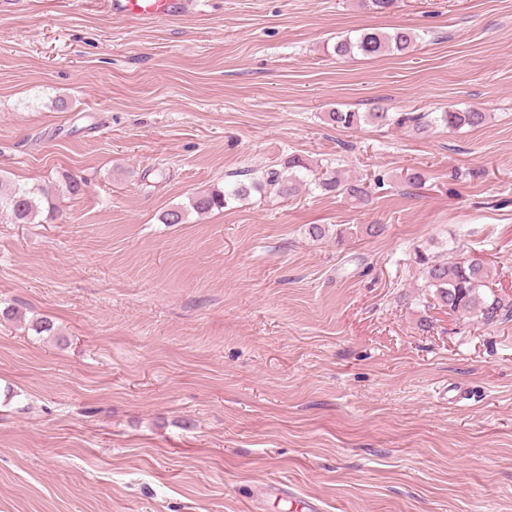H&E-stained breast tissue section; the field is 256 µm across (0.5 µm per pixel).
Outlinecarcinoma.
Here are the masks:
<instances>
[{"label": "carcinoma", "mask_w": 512, "mask_h": 512, "mask_svg": "<svg viewBox=\"0 0 512 512\" xmlns=\"http://www.w3.org/2000/svg\"><path fill=\"white\" fill-rule=\"evenodd\" d=\"M419 35L408 28H395L391 32L364 30L355 37H346L336 42L334 53L338 56L361 55L374 58L382 55H405L416 45ZM328 121L341 129H355L363 124H376L407 129L423 134L436 126L448 129L478 127L485 123L487 113L477 109L445 112H343L334 110L327 115ZM314 185L324 193L347 195L361 203L368 199V192L361 183L350 182L336 171L320 173L311 170L305 159L299 156L288 158L286 166L272 169L248 187L243 183L229 190L213 189L193 196L189 208L176 207L167 210L162 217L165 224H183L188 210L199 215L224 208L230 198L248 194L249 188L260 190L267 185L277 196L290 198L303 186ZM0 207L10 211L19 224H33L40 215V200L31 190L14 186L7 192L1 191ZM419 264L423 267L424 288L437 304L448 311L461 315H473L485 324L512 320V300L496 294L492 288L496 270L492 266L470 259L452 256L446 260H428L422 256Z\"/></svg>", "instance_id": "cac0c4a2"}]
</instances>
